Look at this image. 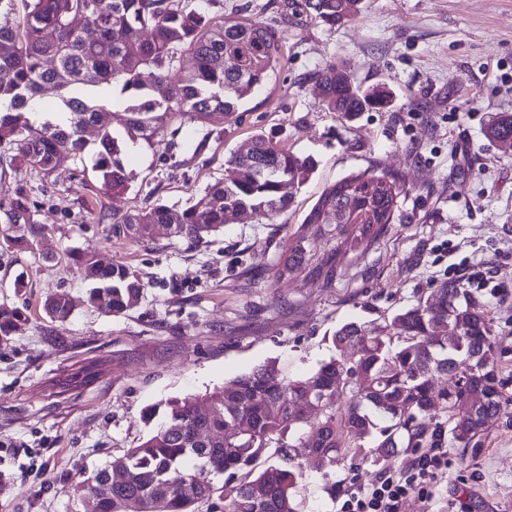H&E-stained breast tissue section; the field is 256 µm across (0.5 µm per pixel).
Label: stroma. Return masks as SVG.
<instances>
[{"mask_svg": "<svg viewBox=\"0 0 512 512\" xmlns=\"http://www.w3.org/2000/svg\"><path fill=\"white\" fill-rule=\"evenodd\" d=\"M336 27L305 0H207L216 20L244 18L278 29L283 56L265 84L223 124L131 145L128 192L107 196L92 170L94 146L61 159L49 175L6 170L4 188L25 187L43 234L29 251L0 240V305L22 319L0 337V512H84L82 483L149 432L146 407L202 395L274 360L289 375L329 359L344 323L369 322L412 304L462 261L483 264L499 285L484 294L512 396V149L490 141L496 114L512 113V0H359ZM346 68L362 86H385L388 107L349 117L315 90L324 68ZM264 134L314 174L273 221L244 217L209 242L164 234L123 235L113 213L155 203L181 209L228 180L231 155ZM201 142L199 151L187 141ZM363 171L403 184L393 224L356 259H343L332 287L314 276L277 282L267 271L323 191ZM92 249L130 267L140 306L115 317L85 303L89 285L71 250ZM68 295V322L43 304ZM89 361L97 381L55 395L52 383ZM377 469L306 470L303 512H336L333 487L368 483ZM432 512H512V406L477 450L448 451Z\"/></svg>", "mask_w": 512, "mask_h": 512, "instance_id": "35a3bbf8", "label": "stroma"}]
</instances>
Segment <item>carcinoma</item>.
Returning a JSON list of instances; mask_svg holds the SVG:
<instances>
[{
    "instance_id": "carcinoma-1",
    "label": "carcinoma",
    "mask_w": 512,
    "mask_h": 512,
    "mask_svg": "<svg viewBox=\"0 0 512 512\" xmlns=\"http://www.w3.org/2000/svg\"><path fill=\"white\" fill-rule=\"evenodd\" d=\"M357 0H306L327 25L350 15ZM192 57L188 71L172 74L176 54ZM281 59L275 29L238 19L215 21L182 0H22L0 21V150L18 168L50 174L63 154L85 150L83 132H94L92 169L109 196L128 191L127 142L150 141L175 121L200 127L224 123ZM112 99L98 94L101 86ZM316 87L332 112L382 106L387 93L365 89L334 66L319 72ZM55 91L70 114L61 127L25 115L29 101ZM125 114L112 127L114 108ZM489 136L512 145V113L490 126ZM230 182L208 186L182 210L156 204L113 215L123 233L151 240L166 235L201 243L250 213L273 220L292 205L315 169L261 134L231 158ZM401 184L393 176L352 174L327 188L271 268L276 281L306 273L332 286L339 257L359 253L392 223ZM27 190L0 195V224H22L7 236L25 250L43 225ZM329 246L314 258L316 241ZM92 284L91 308L114 316L139 306L143 285L127 267L104 264L92 251H75ZM44 307L63 324L73 311L69 296L48 297ZM17 312L0 306V336L11 335ZM336 355L309 373L290 378L276 361L244 373L203 396L153 405L145 418L160 423L138 445L112 456L87 479L86 512H303V469L328 476L337 465L384 468L406 448L467 450L481 447L488 423L505 402L498 376L501 352L484 301L444 282L410 306L368 326L348 322L332 337ZM96 362L59 381L85 387L100 376ZM439 377L448 385L435 388Z\"/></svg>"
}]
</instances>
